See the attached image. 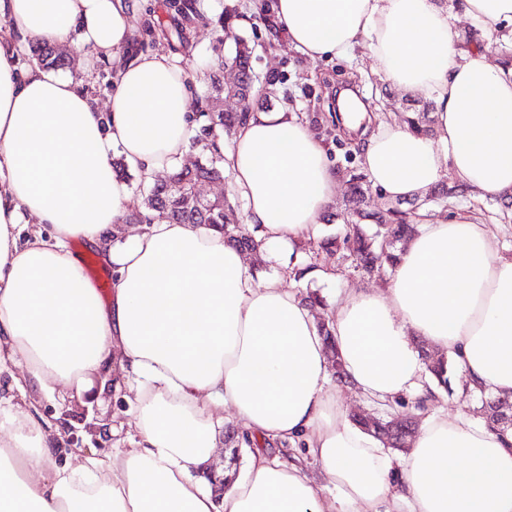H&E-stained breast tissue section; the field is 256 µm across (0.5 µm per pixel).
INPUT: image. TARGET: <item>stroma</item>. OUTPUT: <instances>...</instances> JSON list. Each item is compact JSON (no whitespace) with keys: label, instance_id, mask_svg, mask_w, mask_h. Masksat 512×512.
<instances>
[{"label":"stroma","instance_id":"1","mask_svg":"<svg viewBox=\"0 0 512 512\" xmlns=\"http://www.w3.org/2000/svg\"><path fill=\"white\" fill-rule=\"evenodd\" d=\"M136 36L145 44L146 51H167L181 58L190 70V92L192 98L209 96L211 81L210 67L221 55L234 48L238 38L254 42L256 50L253 66L261 81L275 80V92L268 98L267 107L277 105L292 107L299 115L327 116L330 93L333 88L346 85H360L361 96L372 104V112L380 118L402 116L406 107V93L394 86L379 82L371 72L372 62L363 52H356L350 60H306L289 49L286 38L270 40L263 23L239 27L221 26L220 16L225 6H233L242 14L257 13L256 0H196L200 21L188 25L187 46H180L178 40H165L159 26L175 29L181 18L171 6V0H126ZM471 212L486 224L500 256L512 258V213L502 214L498 199L475 200L470 197L449 199L444 204L430 205L426 215L430 219L447 217L448 214ZM297 250L306 262L328 271L329 282H312L284 279L285 287L291 288L299 296L316 294L322 304H329L335 295L344 289L360 284L386 287L390 280L389 272L378 275L361 276L354 270L350 261L339 252L320 249L318 241L306 240L298 244ZM137 433L134 416L127 411L122 396L112 392L99 395L87 394L74 399L71 409L61 426V438L56 449L58 460H65L70 448L69 437L81 439L86 452L106 453L113 445H127Z\"/></svg>","mask_w":512,"mask_h":512}]
</instances>
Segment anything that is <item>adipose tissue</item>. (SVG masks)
Segmentation results:
<instances>
[{
	"label": "adipose tissue",
	"mask_w": 512,
	"mask_h": 512,
	"mask_svg": "<svg viewBox=\"0 0 512 512\" xmlns=\"http://www.w3.org/2000/svg\"><path fill=\"white\" fill-rule=\"evenodd\" d=\"M270 12L305 58L368 51L378 80L431 103V133L383 121L366 141L362 167L385 197L445 181L512 198V61L491 62L456 26L462 15L512 40V0H272ZM134 36L123 0H0V378L21 394L0 398V512H512V427L435 410L396 458L330 387L321 333L344 385L381 403L429 401L416 336L469 386L512 394V258L473 214L424 218L386 290L345 289L321 321L215 227L119 230L134 198L114 157L150 183L190 137L185 66L127 55ZM33 41L110 59L105 104L80 80L20 67ZM224 167L265 258L304 268L296 246L322 235L339 186L307 121L252 112ZM76 239L111 266L109 303ZM99 382L125 389L134 446L57 462L42 399L64 407ZM228 409L251 453L218 503L206 474Z\"/></svg>",
	"instance_id": "adipose-tissue-1"
}]
</instances>
